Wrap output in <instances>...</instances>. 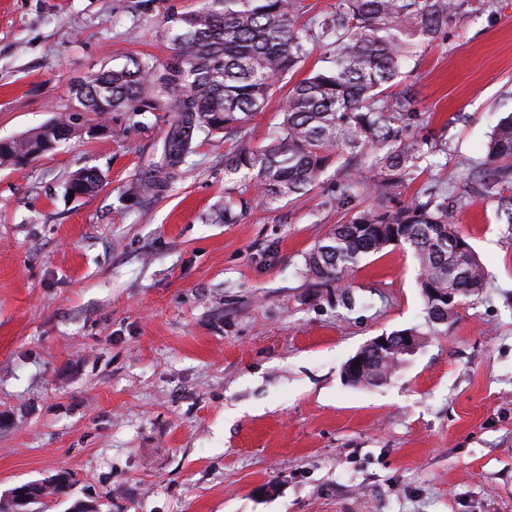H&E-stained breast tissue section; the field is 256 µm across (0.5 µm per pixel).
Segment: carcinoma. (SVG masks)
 Wrapping results in <instances>:
<instances>
[{"label":"carcinoma","mask_w":512,"mask_h":512,"mask_svg":"<svg viewBox=\"0 0 512 512\" xmlns=\"http://www.w3.org/2000/svg\"><path fill=\"white\" fill-rule=\"evenodd\" d=\"M302 0H202L196 10L167 17L176 62L163 69L130 58L79 81L78 109L56 120L102 126L114 112L168 113L160 159L141 171L139 189L166 191L192 152L197 131L232 137L263 111L276 83L295 72L315 47L324 66L295 83L279 111L280 122L256 147L240 145L224 156V174L248 180L270 204L307 194L331 165L341 174L340 198L351 203L360 189L375 200L344 224L335 225L304 259L306 275L324 283L345 282L362 260L390 245L417 262L427 319L445 324L448 312L432 309L427 290L456 289L453 307L479 295L487 272L472 247L448 222V196L436 186L404 202L399 187L419 164L433 165L445 151L434 136L416 139L424 125L416 99L392 93V83L424 42L456 29L478 7L473 0H336L333 9L299 24ZM40 127L19 138L0 139V165L21 166L45 143ZM479 194L494 199L512 224V114L500 119L476 166ZM76 171L69 189L94 193L100 185ZM396 351L371 361L350 380L374 385L401 361ZM70 477L60 473L46 486L25 484L36 500L64 496Z\"/></svg>","instance_id":"carcinoma-1"}]
</instances>
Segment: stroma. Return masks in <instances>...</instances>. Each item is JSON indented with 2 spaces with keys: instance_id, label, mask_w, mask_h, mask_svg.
<instances>
[{
  "instance_id": "obj_1",
  "label": "stroma",
  "mask_w": 512,
  "mask_h": 512,
  "mask_svg": "<svg viewBox=\"0 0 512 512\" xmlns=\"http://www.w3.org/2000/svg\"><path fill=\"white\" fill-rule=\"evenodd\" d=\"M199 0H0V139L70 111L73 87L130 58L167 66L170 13ZM413 88L447 154L403 191L448 192V219L488 285L426 324L415 262L364 259L344 305L306 253L371 204L336 200V170L266 205L224 156L279 121L282 92L243 132L195 135L171 189L135 190L165 115L113 113L24 167L0 165V497L68 472L29 512H512V225L467 176L512 114V0L419 50ZM83 167L104 183L69 196ZM240 197L235 223L224 195ZM423 338L375 385L344 363L377 336Z\"/></svg>"
}]
</instances>
